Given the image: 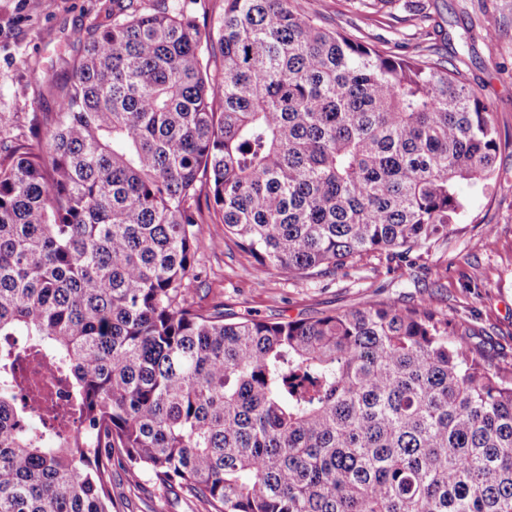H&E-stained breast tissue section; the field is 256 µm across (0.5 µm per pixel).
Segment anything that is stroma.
<instances>
[{
  "mask_svg": "<svg viewBox=\"0 0 512 512\" xmlns=\"http://www.w3.org/2000/svg\"><path fill=\"white\" fill-rule=\"evenodd\" d=\"M304 4L386 50L415 55L434 48L463 70L468 84L491 104L503 135L512 137V0H380L374 9L359 0ZM420 6L428 15L422 24L416 20ZM112 8V0H0V111L14 113L21 131L43 126L55 108L34 73L64 79L83 49L77 33L109 23ZM497 174L491 191L462 186L469 205L461 224L446 244L418 257L416 269L424 282L421 296L466 329L472 344L510 367L512 145L501 149ZM488 224L495 232L490 246L483 239ZM196 259L190 301L273 320L315 318L407 290L405 270L374 257L327 277L256 275L247 258L225 241L220 224L204 225ZM112 495L129 512H205L187 492L134 486L117 465Z\"/></svg>",
  "mask_w": 512,
  "mask_h": 512,
  "instance_id": "1",
  "label": "stroma"
}]
</instances>
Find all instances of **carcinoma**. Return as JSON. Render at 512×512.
I'll list each match as a JSON object with an SVG mask.
<instances>
[{
  "instance_id": "carcinoma-1",
  "label": "carcinoma",
  "mask_w": 512,
  "mask_h": 512,
  "mask_svg": "<svg viewBox=\"0 0 512 512\" xmlns=\"http://www.w3.org/2000/svg\"><path fill=\"white\" fill-rule=\"evenodd\" d=\"M115 2L41 79V135L0 146V341L63 371L79 422L31 426L54 405L0 369V512H124L114 460L206 512H512V367L428 300L233 321L184 288L203 203L264 275H413L496 176L490 105L301 0Z\"/></svg>"
}]
</instances>
